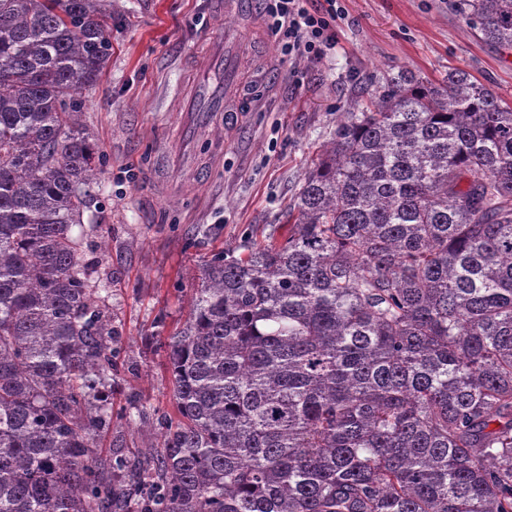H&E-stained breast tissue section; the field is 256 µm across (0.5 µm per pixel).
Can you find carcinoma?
Listing matches in <instances>:
<instances>
[{"instance_id":"obj_1","label":"carcinoma","mask_w":512,"mask_h":512,"mask_svg":"<svg viewBox=\"0 0 512 512\" xmlns=\"http://www.w3.org/2000/svg\"><path fill=\"white\" fill-rule=\"evenodd\" d=\"M512 49V0H457ZM107 0H0V512H512V105L400 71L271 229L198 266L175 417L97 452L115 330L74 234Z\"/></svg>"}]
</instances>
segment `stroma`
<instances>
[{"label":"stroma","mask_w":512,"mask_h":512,"mask_svg":"<svg viewBox=\"0 0 512 512\" xmlns=\"http://www.w3.org/2000/svg\"><path fill=\"white\" fill-rule=\"evenodd\" d=\"M336 47L313 62L283 58L273 35H249L240 76L257 104L224 128V73L210 42L229 21L213 0H112V56L77 95L104 156L83 214V257L106 283L105 314L124 366L105 390L113 411H171L158 336L180 327L198 261L266 225L298 194L320 144L361 84L401 70L437 83L468 72L512 103V50L476 37L451 0H341Z\"/></svg>","instance_id":"1"}]
</instances>
